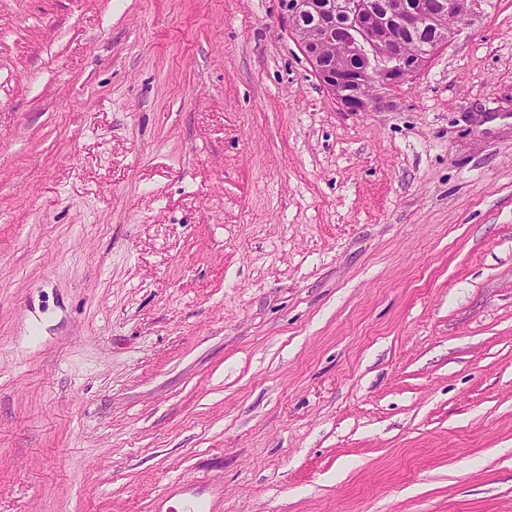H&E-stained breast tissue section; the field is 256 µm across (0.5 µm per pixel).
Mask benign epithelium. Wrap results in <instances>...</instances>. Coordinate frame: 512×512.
<instances>
[{
    "label": "benign epithelium",
    "mask_w": 512,
    "mask_h": 512,
    "mask_svg": "<svg viewBox=\"0 0 512 512\" xmlns=\"http://www.w3.org/2000/svg\"><path fill=\"white\" fill-rule=\"evenodd\" d=\"M290 27L312 70L348 112L388 105L385 91L411 82L427 65L420 36L445 46L449 17L472 12L477 0H287Z\"/></svg>",
    "instance_id": "1"
}]
</instances>
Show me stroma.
Returning a JSON list of instances; mask_svg holds the SVG:
<instances>
[{
    "label": "stroma",
    "instance_id": "1",
    "mask_svg": "<svg viewBox=\"0 0 512 512\" xmlns=\"http://www.w3.org/2000/svg\"><path fill=\"white\" fill-rule=\"evenodd\" d=\"M389 101L284 0H0V512H512V0ZM222 494V489L206 484H177L158 499L154 511L175 512L176 509L169 503L180 502L183 510L178 512H208L209 501L219 498Z\"/></svg>",
    "mask_w": 512,
    "mask_h": 512
}]
</instances>
